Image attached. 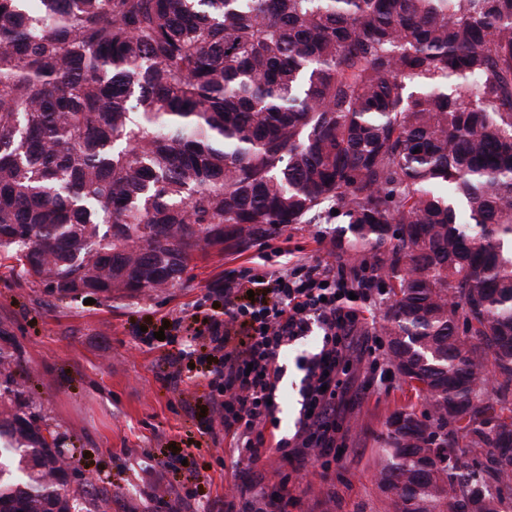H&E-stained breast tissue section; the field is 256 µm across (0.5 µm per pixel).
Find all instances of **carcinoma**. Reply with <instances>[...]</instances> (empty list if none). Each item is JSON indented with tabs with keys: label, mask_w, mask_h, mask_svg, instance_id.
<instances>
[{
	"label": "carcinoma",
	"mask_w": 512,
	"mask_h": 512,
	"mask_svg": "<svg viewBox=\"0 0 512 512\" xmlns=\"http://www.w3.org/2000/svg\"><path fill=\"white\" fill-rule=\"evenodd\" d=\"M338 224L387 512H512V0H0V254L72 302ZM0 347V512H108ZM404 424L390 429L392 420Z\"/></svg>",
	"instance_id": "carcinoma-1"
}]
</instances>
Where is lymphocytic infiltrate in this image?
I'll use <instances>...</instances> for the list:
<instances>
[{
  "instance_id": "lymphocytic-infiltrate-1",
  "label": "lymphocytic infiltrate",
  "mask_w": 512,
  "mask_h": 512,
  "mask_svg": "<svg viewBox=\"0 0 512 512\" xmlns=\"http://www.w3.org/2000/svg\"><path fill=\"white\" fill-rule=\"evenodd\" d=\"M248 290L254 293L251 303L238 304L239 294ZM219 292L224 317L211 320L207 332L217 357L214 372L221 380L224 411L219 423L230 440L233 464H255L273 447L293 460L328 455L336 396L348 364L345 340L364 317L366 292L352 291L347 277L321 260L268 277L247 267L225 280ZM315 328L323 333L322 345L298 362L304 372L300 427L293 437L280 438L275 433L277 359L283 347ZM241 331L246 342L232 346Z\"/></svg>"
}]
</instances>
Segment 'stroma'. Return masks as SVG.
Masks as SVG:
<instances>
[{"label": "stroma", "instance_id": "obj_1", "mask_svg": "<svg viewBox=\"0 0 512 512\" xmlns=\"http://www.w3.org/2000/svg\"><path fill=\"white\" fill-rule=\"evenodd\" d=\"M332 224H293L270 239L267 250L209 249L190 259L182 286L151 297H114L94 304L59 300L10 259H0V321L31 372L28 385L44 405L51 428L64 434L74 482L107 491L109 512H203L235 495L248 506L281 493L288 512H385L375 481L384 422L408 392L386 359L373 305L363 332L349 339L351 370L336 410V442L328 457L285 459L270 450L257 463L233 467L224 454L223 429L213 427L219 382L208 347L172 363L170 355L204 329L223 308L214 290L225 278L267 253L273 266L333 259ZM164 332L157 340L156 332ZM321 345L311 335L285 348L277 361L278 436L298 428L304 373L297 361ZM389 382L379 383L380 374ZM177 459L169 475V459Z\"/></svg>", "mask_w": 512, "mask_h": 512}]
</instances>
